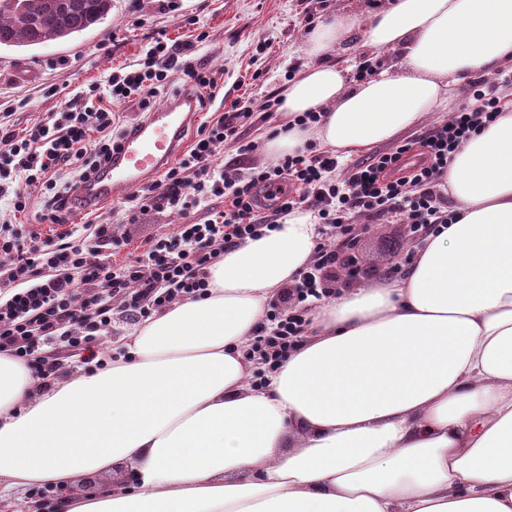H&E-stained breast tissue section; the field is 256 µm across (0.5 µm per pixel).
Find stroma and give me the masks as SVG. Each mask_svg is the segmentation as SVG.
I'll list each match as a JSON object with an SVG mask.
<instances>
[{
  "label": "stroma",
  "instance_id": "obj_1",
  "mask_svg": "<svg viewBox=\"0 0 512 512\" xmlns=\"http://www.w3.org/2000/svg\"><path fill=\"white\" fill-rule=\"evenodd\" d=\"M388 0H112L104 20L67 41L36 47L0 49V113L7 112L15 129L60 111L65 94L102 79L112 69L136 63L150 33L162 30L174 40L185 39L181 22L193 18L207 39L198 56L207 67L223 73L224 99L249 97L261 112L271 94L281 92L289 71H302L309 59L304 42L311 23L338 14L370 16ZM259 81H252L254 72ZM58 94H49V86ZM100 213L111 224L119 245L112 261L123 264L141 253L147 241L181 223V216L149 210L128 215L118 200L102 204ZM355 254L360 266L378 274L394 271L403 277L419 243L407 225L387 219L359 232Z\"/></svg>",
  "mask_w": 512,
  "mask_h": 512
}]
</instances>
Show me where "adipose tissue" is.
<instances>
[{
	"instance_id": "obj_1",
	"label": "adipose tissue",
	"mask_w": 512,
	"mask_h": 512,
	"mask_svg": "<svg viewBox=\"0 0 512 512\" xmlns=\"http://www.w3.org/2000/svg\"><path fill=\"white\" fill-rule=\"evenodd\" d=\"M397 70L355 82L332 54L351 36ZM280 111L321 113L265 142L344 154L392 141L452 85L512 64V0H390L316 25ZM454 223L397 282L345 292L262 389L241 346L310 264L315 217L225 251L201 299L129 335V358L42 388L0 356V492L115 481L54 512H512V109L456 152Z\"/></svg>"
}]
</instances>
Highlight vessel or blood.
<instances>
[{
	"label": "vessel or blood",
	"mask_w": 512,
	"mask_h": 512,
	"mask_svg": "<svg viewBox=\"0 0 512 512\" xmlns=\"http://www.w3.org/2000/svg\"><path fill=\"white\" fill-rule=\"evenodd\" d=\"M194 100V95L186 92L149 112L93 178L85 192L88 201L103 203L122 198L155 178L182 151L189 124L198 121Z\"/></svg>",
	"instance_id": "1"
}]
</instances>
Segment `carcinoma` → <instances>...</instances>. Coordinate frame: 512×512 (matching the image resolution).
<instances>
[{
	"label": "carcinoma",
	"instance_id": "carcinoma-1",
	"mask_svg": "<svg viewBox=\"0 0 512 512\" xmlns=\"http://www.w3.org/2000/svg\"><path fill=\"white\" fill-rule=\"evenodd\" d=\"M112 0H0V48L64 41L103 22Z\"/></svg>",
	"mask_w": 512,
	"mask_h": 512
}]
</instances>
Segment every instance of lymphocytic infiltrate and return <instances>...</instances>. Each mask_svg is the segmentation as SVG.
<instances>
[{"label":"lymphocytic infiltrate","mask_w":512,"mask_h":512,"mask_svg":"<svg viewBox=\"0 0 512 512\" xmlns=\"http://www.w3.org/2000/svg\"><path fill=\"white\" fill-rule=\"evenodd\" d=\"M205 39L202 32L183 41L157 32L143 59L108 73L104 83L88 84L62 111L23 132L12 130L0 114V354L31 366L43 384L106 362L116 323L135 325L175 301L205 296L208 269L225 250L305 210L320 224L315 258L292 282V307L268 310L247 343L249 358L260 365L251 383L261 385L266 372L279 369L303 341L311 306L332 297L326 278L357 277L334 247L356 218L396 219L418 235L454 223L439 191L441 179L459 147L496 120L512 90V73L496 82L477 79L467 91L468 103L446 122L417 142L357 164L310 143L229 173L220 163L225 142L238 143L244 154L256 149L243 138L254 112L242 97L230 109L217 107L220 80L195 56ZM176 78L195 90L197 108L207 116L180 160L129 200L136 210H167L186 221L116 265L111 225L90 219L86 236L69 227L84 206L78 189L128 131L116 107L132 103L150 112L155 97ZM414 150L417 162L405 163ZM200 206L207 215L193 218ZM28 212L38 223L57 225V233L44 237L19 224L18 215Z\"/></svg>","instance_id":"f902f5d3"}]
</instances>
